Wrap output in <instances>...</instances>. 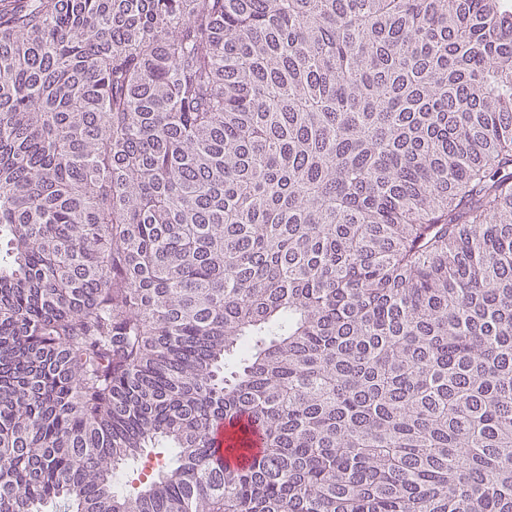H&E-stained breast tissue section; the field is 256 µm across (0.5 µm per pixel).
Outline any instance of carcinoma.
Wrapping results in <instances>:
<instances>
[{"label":"carcinoma","mask_w":512,"mask_h":512,"mask_svg":"<svg viewBox=\"0 0 512 512\" xmlns=\"http://www.w3.org/2000/svg\"><path fill=\"white\" fill-rule=\"evenodd\" d=\"M0 240V512H512V0H7ZM173 448H148L144 455L131 462L122 472L121 487L124 491L141 489L157 473L158 468L172 459Z\"/></svg>","instance_id":"obj_1"}]
</instances>
